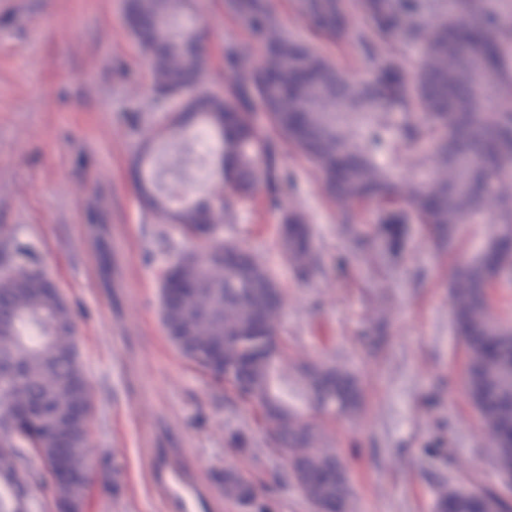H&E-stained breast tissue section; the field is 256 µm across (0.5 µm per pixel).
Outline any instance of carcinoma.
Wrapping results in <instances>:
<instances>
[{"label": "carcinoma", "mask_w": 512, "mask_h": 512, "mask_svg": "<svg viewBox=\"0 0 512 512\" xmlns=\"http://www.w3.org/2000/svg\"><path fill=\"white\" fill-rule=\"evenodd\" d=\"M188 0H125L129 31L152 70L155 109L184 98L153 139L169 148L191 140L193 124L218 142L222 183L218 206L184 200L180 183L160 182V154L143 149L133 164L143 206L161 223L207 243L201 259L178 255L163 274L161 318L183 358L217 386L233 389L259 415L274 451H288L289 478L317 512H347L352 489L336 453L325 447L314 413L352 415L362 405L357 377L324 362L279 373L282 290L253 253L224 239L233 205L263 188L282 206L290 184L280 171L289 144L313 165L326 194L345 206L367 204L386 251L397 254L404 225L415 222L451 245L462 224L499 226L452 277L453 316L466 347L463 383L493 436L497 471L512 474V323L490 310V290L512 285V8L482 0L463 15L458 0H296V13L315 35L356 48L373 81L345 78L306 40L277 19L271 0H224L225 10L262 52L224 47V90L202 87L207 56L186 14ZM365 17L350 21L351 7ZM422 45L412 61L407 49ZM414 152L415 176L395 174L399 147ZM281 246L297 276L318 268L303 217L285 211ZM30 247L0 225V512H80L94 477L88 463L91 408L74 337L73 315ZM241 452L249 439L229 430ZM64 455L80 483L54 479ZM224 496L255 504L254 484L232 470L216 474ZM499 512L512 504L491 487L471 497L450 486L439 512Z\"/></svg>", "instance_id": "carcinoma-1"}]
</instances>
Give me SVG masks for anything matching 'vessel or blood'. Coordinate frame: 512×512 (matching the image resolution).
Wrapping results in <instances>:
<instances>
[{"instance_id": "obj_1", "label": "vessel or blood", "mask_w": 512, "mask_h": 512, "mask_svg": "<svg viewBox=\"0 0 512 512\" xmlns=\"http://www.w3.org/2000/svg\"><path fill=\"white\" fill-rule=\"evenodd\" d=\"M151 474L167 512H221L222 503L186 450L156 451Z\"/></svg>"}]
</instances>
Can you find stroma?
Here are the masks:
<instances>
[{
  "instance_id": "obj_1",
  "label": "stroma",
  "mask_w": 512,
  "mask_h": 512,
  "mask_svg": "<svg viewBox=\"0 0 512 512\" xmlns=\"http://www.w3.org/2000/svg\"><path fill=\"white\" fill-rule=\"evenodd\" d=\"M206 36L205 81L224 84V45L261 51L224 0H191ZM166 115L152 109L148 65L131 36L124 0H0V224L31 243L75 316L91 411L89 459L119 469L118 493L93 486L82 512H165L151 485L152 449L184 448L207 481L232 469L261 484L256 506L224 512H315L271 453L258 414L230 399L184 359L161 323V276L194 245L157 223L140 200L131 164ZM289 209L303 214L319 267L296 276L279 245L281 210L265 194L240 202L225 237L260 257L285 303L280 331L292 373L305 358L354 368L363 390L354 416L320 418L353 491L350 512H436L441 490L497 486L489 431L463 386L466 350L453 327L449 284L495 230L460 226L439 248L430 230L406 227L390 256L370 208L342 224L313 166L292 148ZM99 213L100 230L88 226ZM243 429L250 453L231 450Z\"/></svg>"
}]
</instances>
